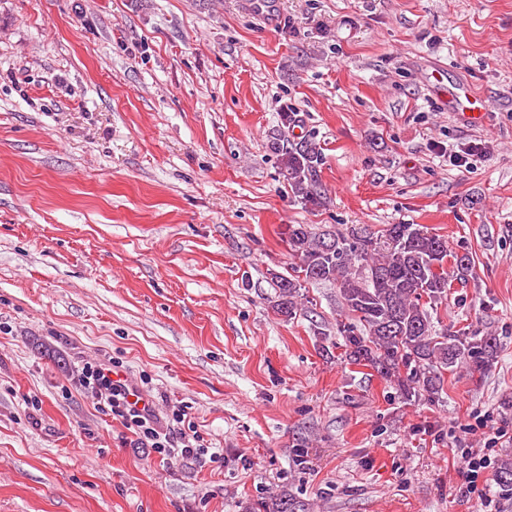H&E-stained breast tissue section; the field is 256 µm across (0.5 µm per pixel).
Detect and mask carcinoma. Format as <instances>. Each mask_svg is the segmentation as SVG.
<instances>
[{
  "label": "carcinoma",
  "mask_w": 512,
  "mask_h": 512,
  "mask_svg": "<svg viewBox=\"0 0 512 512\" xmlns=\"http://www.w3.org/2000/svg\"><path fill=\"white\" fill-rule=\"evenodd\" d=\"M292 112L281 114L282 129L271 140L280 175L294 197L318 206L322 157L307 139L288 137ZM290 255L297 275L277 276V313L295 316L302 283L334 282L349 314L363 332L343 325L345 352L356 364L370 366L394 383L401 398L433 402L442 391L443 372L460 364L486 369L498 352L496 338L476 333L437 332L434 306L448 297L453 282L465 283L472 264L466 254L448 251L445 238L419 224H388L376 236L362 231L314 233L306 224H289ZM499 490L512 493V463L494 475ZM247 512H307L306 504L283 491L251 504Z\"/></svg>",
  "instance_id": "carcinoma-1"
}]
</instances>
